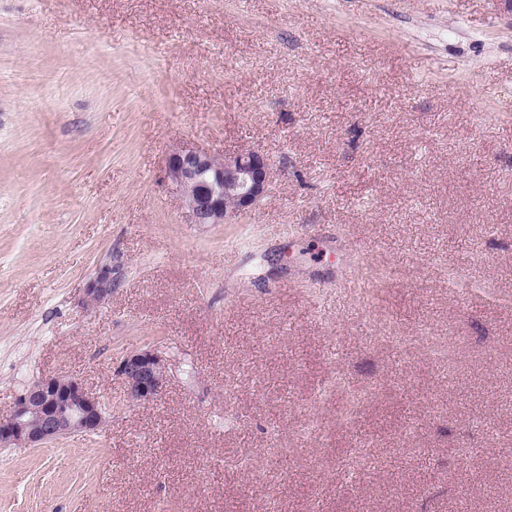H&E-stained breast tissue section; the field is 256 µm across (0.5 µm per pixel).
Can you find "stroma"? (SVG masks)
<instances>
[{"label":"stroma","mask_w":512,"mask_h":512,"mask_svg":"<svg viewBox=\"0 0 512 512\" xmlns=\"http://www.w3.org/2000/svg\"><path fill=\"white\" fill-rule=\"evenodd\" d=\"M186 146L267 197L192 223ZM54 372L107 424L0 512H512V0H0V415ZM116 282L114 276H112L111 263L99 267L94 277L89 281L87 288H85L88 304L95 306L110 300L116 289ZM116 372L124 384L127 399L138 405L157 400L167 380L164 359L151 348L127 351L119 359Z\"/></svg>","instance_id":"obj_1"}]
</instances>
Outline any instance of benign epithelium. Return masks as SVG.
I'll use <instances>...</instances> for the list:
<instances>
[{"label": "benign epithelium", "instance_id": "obj_1", "mask_svg": "<svg viewBox=\"0 0 512 512\" xmlns=\"http://www.w3.org/2000/svg\"><path fill=\"white\" fill-rule=\"evenodd\" d=\"M271 159L258 150L220 156L185 147L170 153L165 175L171 189L185 202L194 224H222L229 214L258 207L271 183ZM116 280L112 263L98 268L85 288L86 301L99 305L112 298ZM116 372L127 399L138 405L154 402L167 380L162 355L151 348L130 350L119 359ZM102 397L69 375L42 376L16 398L12 412L0 416V444L42 448L72 435H94L106 422Z\"/></svg>", "mask_w": 512, "mask_h": 512}]
</instances>
